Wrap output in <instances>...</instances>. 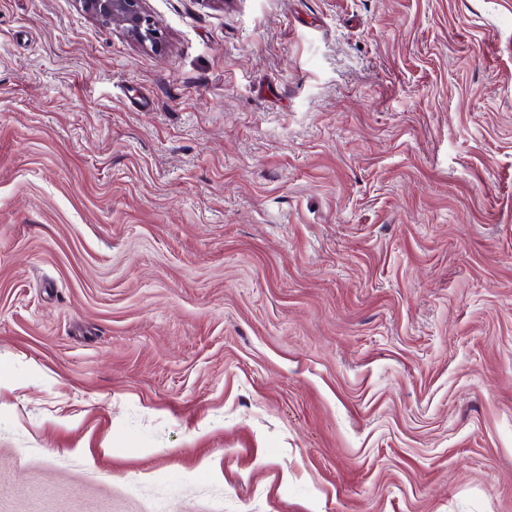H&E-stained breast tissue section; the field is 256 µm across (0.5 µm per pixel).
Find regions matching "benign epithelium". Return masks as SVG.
Here are the masks:
<instances>
[{"mask_svg":"<svg viewBox=\"0 0 512 512\" xmlns=\"http://www.w3.org/2000/svg\"><path fill=\"white\" fill-rule=\"evenodd\" d=\"M142 3L143 0H81L83 10L102 23L118 25L133 40L157 48L161 36Z\"/></svg>","mask_w":512,"mask_h":512,"instance_id":"7a95c632","label":"benign epithelium"}]
</instances>
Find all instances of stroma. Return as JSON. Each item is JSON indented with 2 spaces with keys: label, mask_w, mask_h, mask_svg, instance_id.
Here are the masks:
<instances>
[{
  "label": "stroma",
  "mask_w": 512,
  "mask_h": 512,
  "mask_svg": "<svg viewBox=\"0 0 512 512\" xmlns=\"http://www.w3.org/2000/svg\"><path fill=\"white\" fill-rule=\"evenodd\" d=\"M0 0V512H512V0ZM85 12L105 25L120 26L133 40L154 48L161 36L142 7L143 0H81Z\"/></svg>",
  "instance_id": "1"
}]
</instances>
